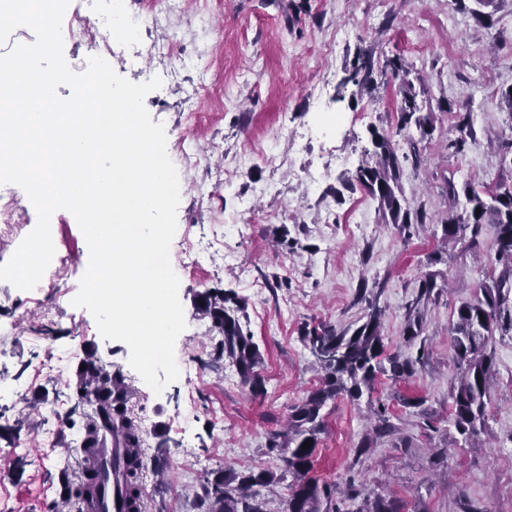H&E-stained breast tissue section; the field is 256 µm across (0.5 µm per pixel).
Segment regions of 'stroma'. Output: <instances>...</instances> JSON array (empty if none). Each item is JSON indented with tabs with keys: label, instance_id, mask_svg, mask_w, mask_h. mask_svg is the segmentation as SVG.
<instances>
[{
	"label": "stroma",
	"instance_id": "1",
	"mask_svg": "<svg viewBox=\"0 0 512 512\" xmlns=\"http://www.w3.org/2000/svg\"><path fill=\"white\" fill-rule=\"evenodd\" d=\"M475 7L474 0H178L140 32V45H156L154 56L132 66V48L116 45L119 75L162 80L145 106L165 127L168 155L188 144L198 157L180 172L170 249L187 323L175 343L182 373L154 393L130 366L128 347L103 339L90 312L73 305L89 249L74 216L57 211L62 261L42 290L0 281V468L9 474L0 480V512H77L78 503L59 497V474L67 472L78 490L81 457L54 429L88 352L131 387L128 407L148 445L145 512H201L199 485L213 470L283 472L268 437L320 384L302 331L321 321L360 325L363 283L385 310L388 351L425 356L408 380L382 375L373 392L327 402L313 476L339 485L342 502L375 491L401 512H512V486L502 477L512 461V336L488 344L494 372L486 428L467 440L449 419L452 315L474 300L490 258L444 238L445 181L512 184L498 151L512 135L498 98L512 86V0H494L488 28ZM106 9L105 0H70L62 26L83 31L63 41L74 72L86 70L97 38L92 21ZM171 43L178 58L166 53ZM360 49L382 60L402 57L422 112L433 118L420 164L403 168V204L426 214L407 239L350 183L374 150L371 129L396 124L400 102L393 84L339 92ZM443 102L452 112L440 110ZM459 112L472 113L474 125L457 153L449 143ZM253 211L261 221H249ZM435 253L441 261L433 267ZM433 268L444 275L441 294L427 307L423 334L406 343V308ZM212 288L243 305L242 322L261 353L262 396L250 394L229 361L212 359L219 334L199 310ZM52 352L69 353L62 372H39ZM381 402L398 432L356 456Z\"/></svg>",
	"mask_w": 512,
	"mask_h": 512
}]
</instances>
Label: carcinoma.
Wrapping results in <instances>:
<instances>
[{
  "label": "carcinoma",
  "instance_id": "carcinoma-1",
  "mask_svg": "<svg viewBox=\"0 0 512 512\" xmlns=\"http://www.w3.org/2000/svg\"><path fill=\"white\" fill-rule=\"evenodd\" d=\"M375 62L372 52L359 51L345 67L339 91L352 84L360 90H372ZM401 82L398 124L389 130H374L375 151L372 161L365 162L351 176L378 203L384 223L393 225L399 234L409 236L411 226L424 223V214L403 208L400 184L403 163L417 162L418 144L433 132L432 117L420 112L409 79L410 70L400 57H392L380 68ZM458 136L450 146L461 151L471 131L470 113L458 117ZM448 213L441 220L445 239L461 242L469 252L480 251L483 225L495 228L490 281L479 286L480 294L462 304L452 320L454 358L459 374L452 385L450 416L457 432L466 439L478 436L487 421L490 400L489 378L493 357L487 350L489 337L512 336V185L495 188L475 179L457 186L448 181ZM438 271L424 274L417 294L408 307L404 335L415 337L423 332L421 306L432 301L438 287ZM364 322L354 329L337 330L333 325L318 324L305 328L303 341L322 372L321 386L293 405L288 413V430L273 433L267 448L276 453L292 475L282 512H340L333 504L332 490L319 484L311 475L319 435L325 431L321 414L328 401L340 397L359 398L363 390H372L380 374L394 381L406 380L415 372L421 357L414 359L398 352H386L381 334L383 309L377 299H367ZM240 308L236 297L217 291L202 295L200 310L218 330L216 358L233 363L242 383L253 396L264 393V380L258 371L261 357L251 333L244 329L235 312ZM85 368L77 370L72 386L74 407L59 414L68 429L76 426L75 409H82L81 442L85 448L105 446L115 436L129 448L126 458L130 512H138L140 489L135 478L141 469L145 440L140 427L130 416L127 403L130 390L119 371L89 357ZM312 445L304 449L302 444ZM281 481L271 470L235 471L221 469L205 480L204 512H268L261 490ZM357 512H399L395 503L378 494Z\"/></svg>",
  "mask_w": 512,
  "mask_h": 512
}]
</instances>
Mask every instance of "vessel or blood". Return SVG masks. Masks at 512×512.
I'll return each instance as SVG.
<instances>
[{"mask_svg": "<svg viewBox=\"0 0 512 512\" xmlns=\"http://www.w3.org/2000/svg\"><path fill=\"white\" fill-rule=\"evenodd\" d=\"M82 454L96 474L94 493L82 500L83 512H128L126 498V450L120 440L105 448H86Z\"/></svg>", "mask_w": 512, "mask_h": 512, "instance_id": "b4317fda", "label": "vessel or blood"}]
</instances>
